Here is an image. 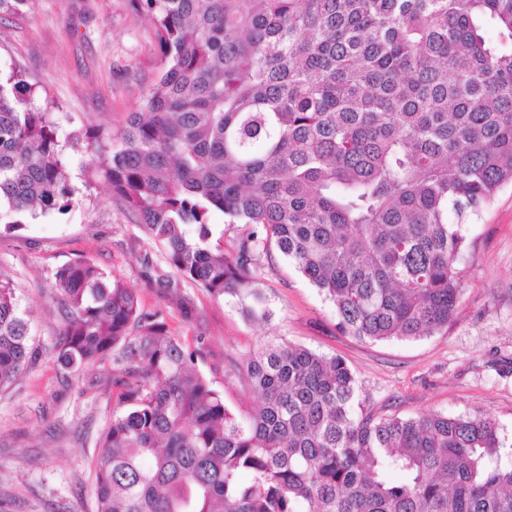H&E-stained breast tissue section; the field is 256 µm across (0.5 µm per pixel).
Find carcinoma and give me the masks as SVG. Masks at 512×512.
Listing matches in <instances>:
<instances>
[{"instance_id": "cac0c4a2", "label": "carcinoma", "mask_w": 512, "mask_h": 512, "mask_svg": "<svg viewBox=\"0 0 512 512\" xmlns=\"http://www.w3.org/2000/svg\"><path fill=\"white\" fill-rule=\"evenodd\" d=\"M162 72L94 174L162 244L165 298L189 282L269 316L273 253L362 342L448 327L462 226L512 184V0H131ZM494 27L499 41L486 37ZM0 78V206L73 203L49 113ZM243 224L233 251L211 218ZM66 371L112 363L97 512H512V460L488 416L356 414L343 358L267 340L233 365L236 415L171 334L90 260L59 267ZM37 358L0 272V390Z\"/></svg>"}]
</instances>
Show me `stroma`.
Listing matches in <instances>:
<instances>
[{
    "label": "stroma",
    "mask_w": 512,
    "mask_h": 512,
    "mask_svg": "<svg viewBox=\"0 0 512 512\" xmlns=\"http://www.w3.org/2000/svg\"><path fill=\"white\" fill-rule=\"evenodd\" d=\"M15 68L49 105L76 193L67 211L26 218L9 234L12 217L0 213V270L18 285L38 347L31 370L0 392V512H96L93 467L116 391L103 368L72 374L54 355L66 317L53 274L84 259L131 288L184 345L202 350L199 369L232 412L258 397L226 374L228 361L278 336L344 358L357 381L356 409L403 418L480 413L512 443V185L462 228L458 314L447 330L382 343L344 336L325 296L278 258L257 283L268 320L247 321L234 302L187 283L182 292L196 311L189 321L145 281L146 265L165 266L164 251L93 176L97 157L86 148L92 136L119 135L160 76L149 20L129 0H29L19 13L1 10L0 72Z\"/></svg>",
    "instance_id": "obj_1"
}]
</instances>
